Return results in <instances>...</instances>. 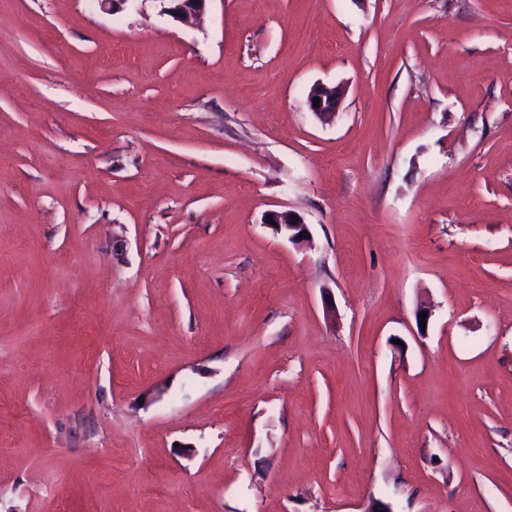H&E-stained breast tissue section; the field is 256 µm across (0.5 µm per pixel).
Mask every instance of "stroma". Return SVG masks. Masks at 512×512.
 <instances>
[{
	"instance_id": "35a3bbf8",
	"label": "stroma",
	"mask_w": 512,
	"mask_h": 512,
	"mask_svg": "<svg viewBox=\"0 0 512 512\" xmlns=\"http://www.w3.org/2000/svg\"><path fill=\"white\" fill-rule=\"evenodd\" d=\"M373 498L512 512V0H0V512ZM161 11L186 26H193L209 0H158ZM343 97L344 89L339 85L326 86L318 84L309 92L308 105L318 118L327 120L339 110ZM314 98L320 99L319 108H314ZM269 218L273 219L274 225L269 223ZM265 222L271 225L277 234L283 235L292 242L305 241L309 236L308 229L302 220L288 210L268 213ZM299 235H302V238H299Z\"/></svg>"
}]
</instances>
